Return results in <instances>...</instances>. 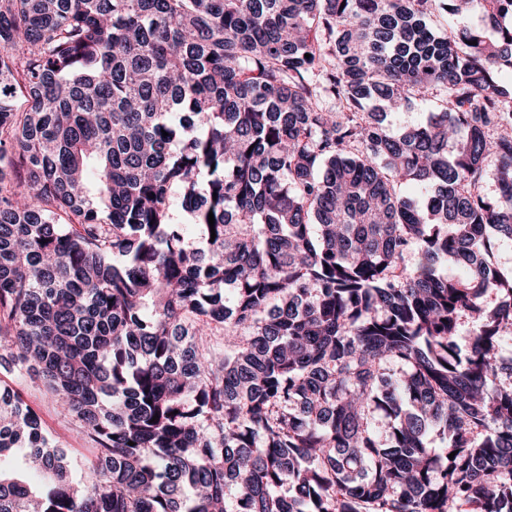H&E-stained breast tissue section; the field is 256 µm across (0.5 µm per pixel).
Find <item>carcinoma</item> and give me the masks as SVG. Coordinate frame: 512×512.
<instances>
[{"mask_svg":"<svg viewBox=\"0 0 512 512\" xmlns=\"http://www.w3.org/2000/svg\"><path fill=\"white\" fill-rule=\"evenodd\" d=\"M474 2L0 0V371L91 454L0 376L47 477L0 512H512V0ZM11 386L22 392L26 403L37 411L51 438L69 449L71 479L74 483L82 482L84 465L89 456L88 444L82 439L75 423L60 415L55 400L40 380L24 377Z\"/></svg>","mask_w":512,"mask_h":512,"instance_id":"cac0c4a2","label":"carcinoma"}]
</instances>
